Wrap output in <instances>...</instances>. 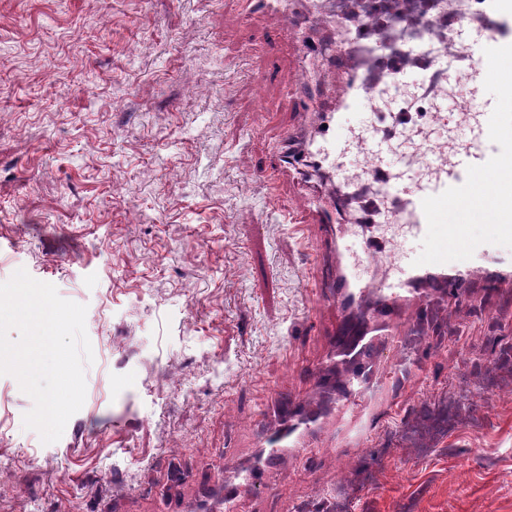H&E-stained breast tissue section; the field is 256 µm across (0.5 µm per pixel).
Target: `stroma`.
Returning <instances> with one entry per match:
<instances>
[{
	"mask_svg": "<svg viewBox=\"0 0 512 512\" xmlns=\"http://www.w3.org/2000/svg\"><path fill=\"white\" fill-rule=\"evenodd\" d=\"M244 0H0V283L18 269L87 307L86 397L57 442L0 376V512H169L231 483L229 512H512V279L461 298L415 284L403 344L377 335L364 419L339 408L348 312L318 301L336 255L303 211L317 170L272 185L308 65ZM388 163L465 127L405 113ZM337 185L364 156L336 117ZM315 411L269 488L264 435Z\"/></svg>",
	"mask_w": 512,
	"mask_h": 512,
	"instance_id": "stroma-1",
	"label": "stroma"
}]
</instances>
